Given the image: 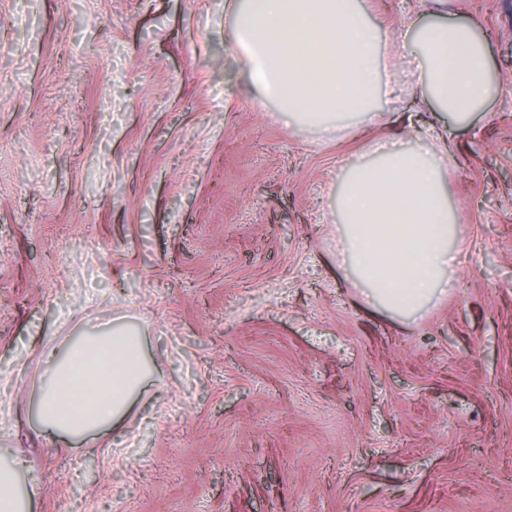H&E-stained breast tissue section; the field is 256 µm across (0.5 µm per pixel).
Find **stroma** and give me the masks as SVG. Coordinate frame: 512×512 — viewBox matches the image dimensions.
I'll return each instance as SVG.
<instances>
[{
    "mask_svg": "<svg viewBox=\"0 0 512 512\" xmlns=\"http://www.w3.org/2000/svg\"><path fill=\"white\" fill-rule=\"evenodd\" d=\"M494 31L512 0H450ZM225 0H0V454L30 512H512V95L447 128L465 232L407 319L336 263V192L405 100L342 138L289 126L230 55ZM151 373L73 441L37 352L114 324ZM41 490L34 464L12 455L0 459V512H26Z\"/></svg>",
    "mask_w": 512,
    "mask_h": 512,
    "instance_id": "1",
    "label": "stroma"
}]
</instances>
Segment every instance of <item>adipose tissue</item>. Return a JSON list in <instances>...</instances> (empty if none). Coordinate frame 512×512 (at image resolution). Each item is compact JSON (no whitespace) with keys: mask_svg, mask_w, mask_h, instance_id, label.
<instances>
[{"mask_svg":"<svg viewBox=\"0 0 512 512\" xmlns=\"http://www.w3.org/2000/svg\"><path fill=\"white\" fill-rule=\"evenodd\" d=\"M403 29L420 60L409 92L413 112L468 120L498 93L490 35L468 20L445 18L443 0H417ZM231 36L253 89L275 99L290 122L338 134L368 125L401 92L383 71L385 29L357 0H231ZM375 163L351 168L337 198L343 229L337 258L373 306L405 316L447 296L463 244L448 204L445 159L429 160L401 134L377 149ZM36 407L42 428L80 439L111 427L149 373L142 338L126 325L50 343ZM41 490L32 462L0 459V512H27Z\"/></svg>","mask_w":512,"mask_h":512,"instance_id":"adipose-tissue-1","label":"adipose tissue"}]
</instances>
